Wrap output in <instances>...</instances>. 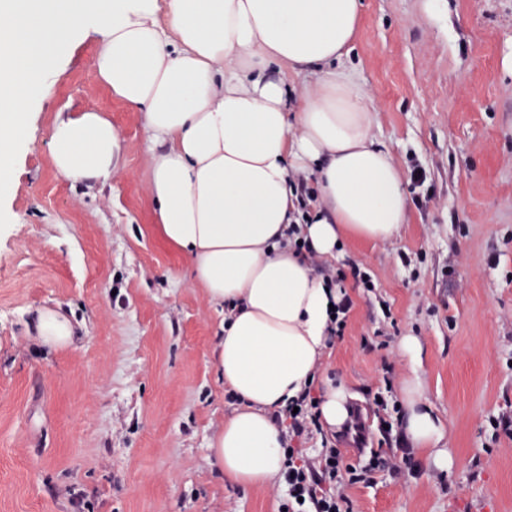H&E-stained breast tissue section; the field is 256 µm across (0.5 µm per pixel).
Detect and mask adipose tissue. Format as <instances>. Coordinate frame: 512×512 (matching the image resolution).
Here are the masks:
<instances>
[{"mask_svg": "<svg viewBox=\"0 0 512 512\" xmlns=\"http://www.w3.org/2000/svg\"><path fill=\"white\" fill-rule=\"evenodd\" d=\"M361 9V0H0V190L60 51L94 31L100 82L143 117L156 229L227 309L215 364L239 403L207 451L244 488L283 484L286 427L273 413L307 384L318 387L324 430L350 420L352 395L324 365L329 304L342 295L313 258H336L350 237L392 241L407 222L406 176L374 137L371 96L347 63ZM49 146L72 182L108 174L122 154L101 109L57 117ZM301 181L316 192L305 211ZM292 224L310 253H296ZM33 330L50 349L78 341L54 309L37 310ZM402 401L405 441L450 471L448 426L419 375L404 381Z\"/></svg>", "mask_w": 512, "mask_h": 512, "instance_id": "1", "label": "adipose tissue"}]
</instances>
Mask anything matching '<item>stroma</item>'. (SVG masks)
I'll list each match as a JSON object with an SVG mask.
<instances>
[{"instance_id":"stroma-1","label":"stroma","mask_w":512,"mask_h":512,"mask_svg":"<svg viewBox=\"0 0 512 512\" xmlns=\"http://www.w3.org/2000/svg\"><path fill=\"white\" fill-rule=\"evenodd\" d=\"M362 0L350 62L368 86L375 138L409 181L407 224L390 244L350 238L337 268L353 305L327 374L355 393L363 464L399 438L410 372L402 337L422 345L426 398L448 425L450 471L418 453L347 487L352 512H512V0ZM98 42L67 49L34 136L0 195V512H278L281 486L218 476L209 439L233 405L215 372L224 319L189 262L159 237L141 113L96 78ZM106 109L123 151L107 177L73 184L54 170L59 113ZM388 303L390 316L380 305ZM66 312L77 345L51 350L36 310ZM391 422L384 432L383 422Z\"/></svg>"}]
</instances>
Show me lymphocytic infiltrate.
<instances>
[{"mask_svg":"<svg viewBox=\"0 0 512 512\" xmlns=\"http://www.w3.org/2000/svg\"><path fill=\"white\" fill-rule=\"evenodd\" d=\"M275 417L288 424L283 443L286 493L281 500L286 512H350L342 484L370 482L375 472L391 465L390 458L377 452L366 464H344L339 449L327 438L316 460L301 456L296 439L321 429L318 402L310 391L300 393L291 406L276 411Z\"/></svg>","mask_w":512,"mask_h":512,"instance_id":"f902f5d3","label":"lymphocytic infiltrate"}]
</instances>
